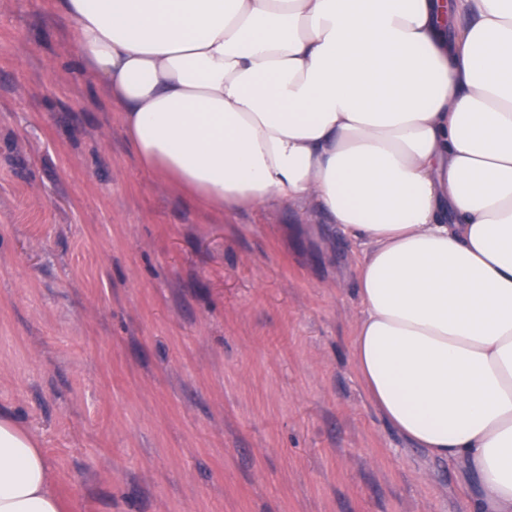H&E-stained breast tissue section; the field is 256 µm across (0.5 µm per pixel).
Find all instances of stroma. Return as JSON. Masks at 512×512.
Here are the masks:
<instances>
[{
  "mask_svg": "<svg viewBox=\"0 0 512 512\" xmlns=\"http://www.w3.org/2000/svg\"><path fill=\"white\" fill-rule=\"evenodd\" d=\"M48 0H0V416L67 512H468L353 362L363 256L144 171Z\"/></svg>",
  "mask_w": 512,
  "mask_h": 512,
  "instance_id": "obj_1",
  "label": "stroma"
}]
</instances>
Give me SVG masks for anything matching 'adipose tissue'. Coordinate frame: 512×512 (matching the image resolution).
I'll return each mask as SVG.
<instances>
[{
	"mask_svg": "<svg viewBox=\"0 0 512 512\" xmlns=\"http://www.w3.org/2000/svg\"><path fill=\"white\" fill-rule=\"evenodd\" d=\"M141 166L367 245L352 342L404 439L512 512V0H55ZM0 418V512H65Z\"/></svg>",
	"mask_w": 512,
	"mask_h": 512,
	"instance_id": "obj_1",
	"label": "adipose tissue"
}]
</instances>
